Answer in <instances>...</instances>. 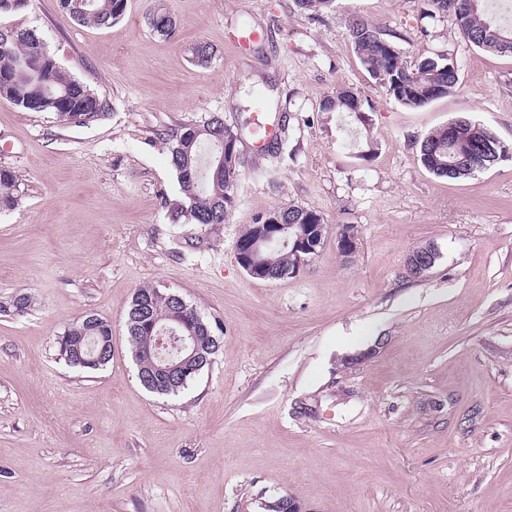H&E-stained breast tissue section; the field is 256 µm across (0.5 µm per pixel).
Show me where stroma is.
I'll return each instance as SVG.
<instances>
[{
    "label": "stroma",
    "mask_w": 512,
    "mask_h": 512,
    "mask_svg": "<svg viewBox=\"0 0 512 512\" xmlns=\"http://www.w3.org/2000/svg\"><path fill=\"white\" fill-rule=\"evenodd\" d=\"M424 6L127 0L107 28L76 24L57 0L0 15V29L38 30L110 104L65 128L0 101V168L20 181L18 207L0 212V512H266L288 495L305 512H512V158L461 179L420 161L423 137L458 117L512 143V56L421 19ZM155 9L172 37L149 25ZM356 19L408 63L452 56L456 90L402 108L354 54ZM244 26L264 33L247 51L232 43ZM200 42L215 51L205 68ZM345 86L368 123L321 111ZM213 113L277 138L239 143L224 223H173L165 140ZM291 204L321 214V248L296 275L250 277L237 238ZM429 243L439 258L412 277L406 259ZM147 285L216 326L213 362L176 396L140 383L128 344ZM89 314L112 326L96 371L57 344Z\"/></svg>",
    "instance_id": "stroma-1"
}]
</instances>
